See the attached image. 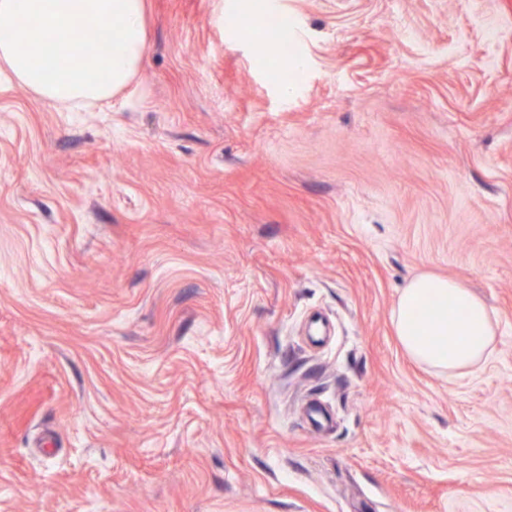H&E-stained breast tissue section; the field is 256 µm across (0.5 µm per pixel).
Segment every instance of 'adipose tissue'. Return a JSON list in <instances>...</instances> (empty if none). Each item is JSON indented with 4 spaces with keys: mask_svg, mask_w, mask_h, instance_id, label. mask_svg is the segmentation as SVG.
Instances as JSON below:
<instances>
[{
    "mask_svg": "<svg viewBox=\"0 0 512 512\" xmlns=\"http://www.w3.org/2000/svg\"><path fill=\"white\" fill-rule=\"evenodd\" d=\"M90 21L107 34V47L78 41ZM63 43L77 44V53L59 56ZM146 44V0H0V71L53 107L122 95L144 64ZM391 324L411 361L452 378L486 362L496 334L478 296L430 272L406 284Z\"/></svg>",
    "mask_w": 512,
    "mask_h": 512,
    "instance_id": "ef3b65f1",
    "label": "adipose tissue"
}]
</instances>
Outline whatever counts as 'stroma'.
I'll use <instances>...</instances> for the list:
<instances>
[{
    "mask_svg": "<svg viewBox=\"0 0 512 512\" xmlns=\"http://www.w3.org/2000/svg\"><path fill=\"white\" fill-rule=\"evenodd\" d=\"M148 5L121 101L0 76V512H512V0ZM448 303L456 309L451 321ZM394 335L419 366L464 376L486 362L496 336L492 312L462 282L421 273L403 288L392 311Z\"/></svg>",
    "mask_w": 512,
    "mask_h": 512,
    "instance_id": "obj_1",
    "label": "stroma"
}]
</instances>
